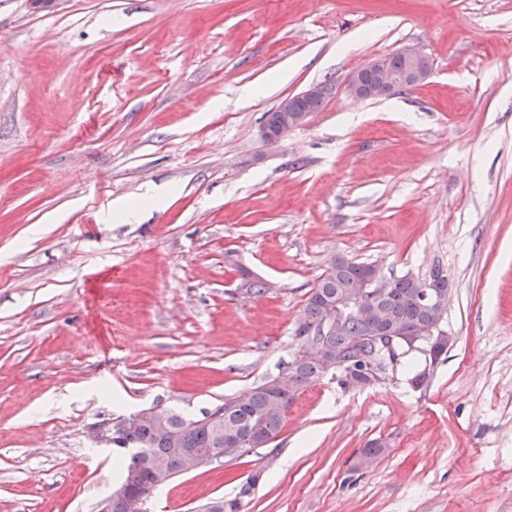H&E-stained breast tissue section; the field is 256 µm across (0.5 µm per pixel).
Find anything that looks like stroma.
Here are the masks:
<instances>
[{
    "instance_id": "stroma-1",
    "label": "stroma",
    "mask_w": 512,
    "mask_h": 512,
    "mask_svg": "<svg viewBox=\"0 0 512 512\" xmlns=\"http://www.w3.org/2000/svg\"><path fill=\"white\" fill-rule=\"evenodd\" d=\"M408 44L427 83L349 96ZM317 84L303 126L260 137ZM338 254L442 266L454 343L418 387L324 377L151 512H512V0H0V512H95L121 470L94 429L284 370Z\"/></svg>"
}]
</instances>
